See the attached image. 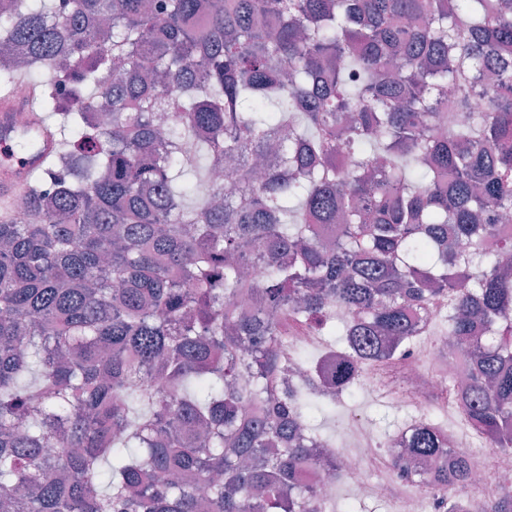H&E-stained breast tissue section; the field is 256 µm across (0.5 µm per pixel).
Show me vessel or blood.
Instances as JSON below:
<instances>
[{
	"label": "vessel or blood",
	"mask_w": 512,
	"mask_h": 512,
	"mask_svg": "<svg viewBox=\"0 0 512 512\" xmlns=\"http://www.w3.org/2000/svg\"><path fill=\"white\" fill-rule=\"evenodd\" d=\"M31 101L13 98L0 100V149L15 153V161L0 160V201L21 194L30 172L44 155L53 152L58 142L40 117L31 110ZM27 110L26 127H18L14 118L19 110Z\"/></svg>",
	"instance_id": "vessel-or-blood-1"
}]
</instances>
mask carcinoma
Wrapping results in <instances>:
<instances>
[{
    "mask_svg": "<svg viewBox=\"0 0 512 512\" xmlns=\"http://www.w3.org/2000/svg\"><path fill=\"white\" fill-rule=\"evenodd\" d=\"M21 75L67 137L0 216V512H325L311 399L442 303L465 418L512 454V0H0ZM298 327L334 365L290 373Z\"/></svg>",
    "mask_w": 512,
    "mask_h": 512,
    "instance_id": "obj_1",
    "label": "carcinoma"
}]
</instances>
